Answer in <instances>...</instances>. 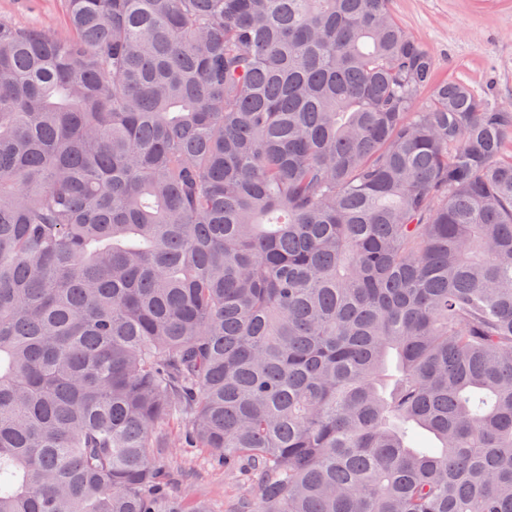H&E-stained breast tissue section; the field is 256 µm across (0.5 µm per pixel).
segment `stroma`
<instances>
[{"instance_id":"stroma-1","label":"stroma","mask_w":512,"mask_h":512,"mask_svg":"<svg viewBox=\"0 0 512 512\" xmlns=\"http://www.w3.org/2000/svg\"><path fill=\"white\" fill-rule=\"evenodd\" d=\"M397 21L437 60L436 80L454 79L497 105L512 104V0H391ZM0 17L65 31V0H0ZM170 492L216 512H233L245 494L239 478L203 448H170Z\"/></svg>"}]
</instances>
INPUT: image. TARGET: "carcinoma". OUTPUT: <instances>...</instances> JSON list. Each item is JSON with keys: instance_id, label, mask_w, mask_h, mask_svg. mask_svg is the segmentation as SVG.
<instances>
[{"instance_id": "carcinoma-1", "label": "carcinoma", "mask_w": 512, "mask_h": 512, "mask_svg": "<svg viewBox=\"0 0 512 512\" xmlns=\"http://www.w3.org/2000/svg\"><path fill=\"white\" fill-rule=\"evenodd\" d=\"M66 4L0 18V512H210L172 447L240 512H512V106L390 0ZM0 17L54 32H63L67 27L64 0H0ZM162 459L170 469V493L189 503L230 512L246 492L239 478L210 461L205 448H167Z\"/></svg>"}]
</instances>
